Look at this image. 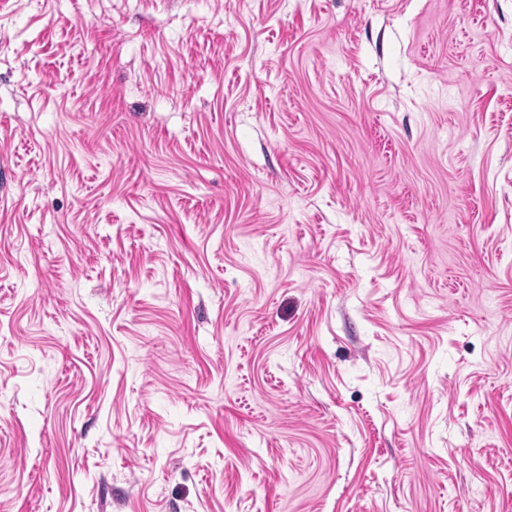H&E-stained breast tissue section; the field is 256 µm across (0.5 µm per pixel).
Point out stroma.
Segmentation results:
<instances>
[{
	"instance_id": "stroma-1",
	"label": "stroma",
	"mask_w": 512,
	"mask_h": 512,
	"mask_svg": "<svg viewBox=\"0 0 512 512\" xmlns=\"http://www.w3.org/2000/svg\"><path fill=\"white\" fill-rule=\"evenodd\" d=\"M0 512H512V0H0Z\"/></svg>"
}]
</instances>
